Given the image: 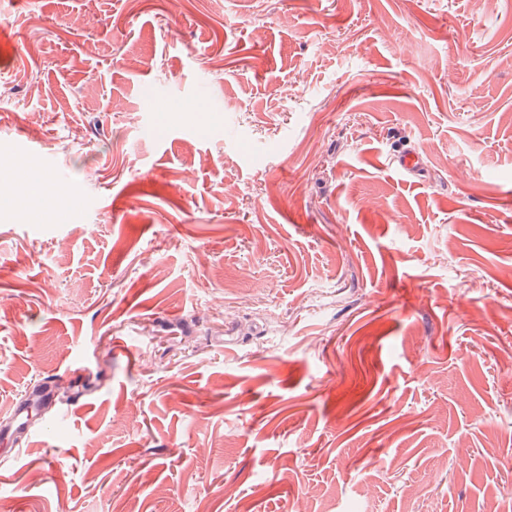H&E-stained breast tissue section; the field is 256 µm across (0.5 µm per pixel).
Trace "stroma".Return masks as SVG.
Listing matches in <instances>:
<instances>
[{
	"label": "stroma",
	"mask_w": 512,
	"mask_h": 512,
	"mask_svg": "<svg viewBox=\"0 0 512 512\" xmlns=\"http://www.w3.org/2000/svg\"><path fill=\"white\" fill-rule=\"evenodd\" d=\"M0 156V512H512V0H0Z\"/></svg>",
	"instance_id": "1"
}]
</instances>
